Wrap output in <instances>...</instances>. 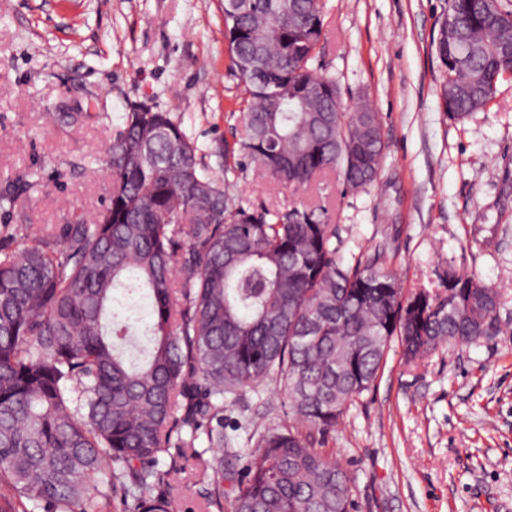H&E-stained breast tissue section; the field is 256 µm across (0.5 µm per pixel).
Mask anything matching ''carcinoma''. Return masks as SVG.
<instances>
[{
	"label": "carcinoma",
	"instance_id": "1",
	"mask_svg": "<svg viewBox=\"0 0 512 512\" xmlns=\"http://www.w3.org/2000/svg\"><path fill=\"white\" fill-rule=\"evenodd\" d=\"M247 4L223 3L245 131L212 147L221 173L173 113L135 104L103 158L107 203L57 235L19 224L0 242V512H104L119 486L128 512H171L181 466L159 456L191 445L184 428L224 447V395L267 381L286 420L246 454L197 456L208 503L352 512V478L317 437L371 390L393 340L415 361L490 333L500 295L475 276L448 302L446 283L407 293L383 249L344 263L338 226L304 201L232 197L243 167L296 193L335 171L364 190L387 148L378 113L344 111L323 72L326 0ZM435 53L448 118L485 109L512 79V0H447Z\"/></svg>",
	"mask_w": 512,
	"mask_h": 512
}]
</instances>
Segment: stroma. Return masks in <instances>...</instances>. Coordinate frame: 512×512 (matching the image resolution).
<instances>
[{"label":"stroma","instance_id":"obj_1","mask_svg":"<svg viewBox=\"0 0 512 512\" xmlns=\"http://www.w3.org/2000/svg\"><path fill=\"white\" fill-rule=\"evenodd\" d=\"M222 0H0V186H29L9 224L58 230L92 214L109 175L100 159L129 106L174 113L205 152L243 133L240 81L228 68ZM445 0H328L322 63L343 104L383 120L387 158L368 190L337 175L304 196L339 225L341 255L386 246L405 289L472 273L502 298L489 336L405 362L392 345L374 387L325 446L354 482L353 512H512V80L461 123L440 105L434 42ZM216 165V157L207 159ZM233 194L284 206L292 189L237 172ZM273 383L224 397L231 448L279 425ZM186 449L173 512H205L208 482Z\"/></svg>","mask_w":512,"mask_h":512}]
</instances>
